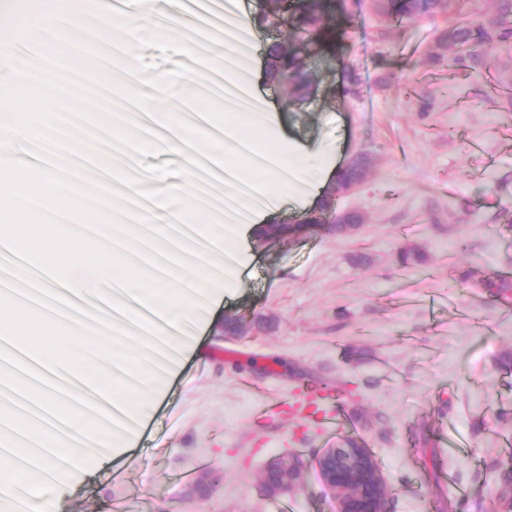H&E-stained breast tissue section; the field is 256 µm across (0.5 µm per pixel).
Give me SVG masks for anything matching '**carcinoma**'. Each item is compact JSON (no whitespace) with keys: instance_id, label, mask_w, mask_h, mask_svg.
Returning a JSON list of instances; mask_svg holds the SVG:
<instances>
[{"instance_id":"carcinoma-1","label":"carcinoma","mask_w":512,"mask_h":512,"mask_svg":"<svg viewBox=\"0 0 512 512\" xmlns=\"http://www.w3.org/2000/svg\"><path fill=\"white\" fill-rule=\"evenodd\" d=\"M376 7L392 25L448 14L450 23L436 39L432 57L443 58V52L451 47L454 56L450 62L455 66L479 65L488 54L512 47V0H495L494 17L486 22L477 19V0H378ZM325 9L324 0H304L298 9L290 0H283L279 10L255 16L258 27L279 32L267 50L268 81L285 85L292 94L308 92L302 47L324 36ZM330 210L331 201L326 198L318 210L303 214L297 223L323 224Z\"/></svg>"}]
</instances>
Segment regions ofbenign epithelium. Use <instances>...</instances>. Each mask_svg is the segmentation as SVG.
Segmentation results:
<instances>
[{"mask_svg":"<svg viewBox=\"0 0 512 512\" xmlns=\"http://www.w3.org/2000/svg\"><path fill=\"white\" fill-rule=\"evenodd\" d=\"M364 216L356 211L345 210L327 224H287L276 235L283 240L314 236L333 227L345 235L356 234ZM319 477L324 485L339 491L336 512H389L391 488L382 477L373 456L363 447L323 449L315 459ZM296 468L284 469L280 464L269 465L263 474V483L275 495L291 490L299 480ZM222 480L219 475L205 473L191 487L190 494L206 495Z\"/></svg>","mask_w":512,"mask_h":512,"instance_id":"7a95c632","label":"benign epithelium"}]
</instances>
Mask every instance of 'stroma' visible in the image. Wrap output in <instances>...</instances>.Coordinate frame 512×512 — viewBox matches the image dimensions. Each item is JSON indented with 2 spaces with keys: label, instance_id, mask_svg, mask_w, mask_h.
Wrapping results in <instances>:
<instances>
[{
  "label": "stroma",
  "instance_id": "1",
  "mask_svg": "<svg viewBox=\"0 0 512 512\" xmlns=\"http://www.w3.org/2000/svg\"><path fill=\"white\" fill-rule=\"evenodd\" d=\"M443 24L393 27L372 0H331L325 38L304 51L310 92L254 88L292 142L343 163L366 155L365 183L338 202L366 222L352 238L291 242L240 225L244 273L204 295L200 337L183 339L184 364L154 381L150 433L113 435L105 456L54 493L55 512L118 502L126 512H278L284 501L291 512H336L314 459L349 438L375 456L390 512H439L441 496L487 512L512 497L499 467L512 439V302L483 286L512 279V102L493 89L512 85V51L484 70L431 62ZM404 250L420 264L403 268ZM307 382L336 387L319 409L352 428L323 436L304 408ZM450 421L463 454L441 445ZM274 462L302 473L284 498L262 487ZM205 472L223 483L189 498L190 477Z\"/></svg>",
  "mask_w": 512,
  "mask_h": 512
}]
</instances>
